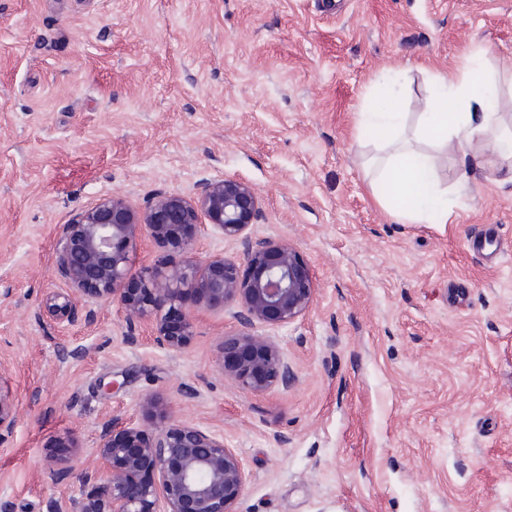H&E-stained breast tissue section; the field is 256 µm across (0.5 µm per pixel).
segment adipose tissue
<instances>
[{"label": "adipose tissue", "instance_id": "obj_1", "mask_svg": "<svg viewBox=\"0 0 512 512\" xmlns=\"http://www.w3.org/2000/svg\"><path fill=\"white\" fill-rule=\"evenodd\" d=\"M495 82L485 58L478 56L461 69L436 75V95L411 136L403 131L405 102L399 95L361 113V124L383 148L369 161L372 190L398 218L447 223L448 192L437 175L441 157L466 150L512 157V131L503 129L500 113L485 108L483 91Z\"/></svg>", "mask_w": 512, "mask_h": 512}]
</instances>
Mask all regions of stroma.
I'll list each match as a JSON object with an SVG mask.
<instances>
[{
  "mask_svg": "<svg viewBox=\"0 0 512 512\" xmlns=\"http://www.w3.org/2000/svg\"><path fill=\"white\" fill-rule=\"evenodd\" d=\"M479 53L512 76V0H0V504L81 497L104 422L149 425L152 395L237 452L239 512H512V182L449 155L447 223H408L371 191L358 127L387 77L406 74L413 124ZM222 177L314 281L302 317L253 328L288 387L219 373L229 305L187 296L179 354L112 301L46 311L61 228L99 197ZM489 225L503 255L466 245ZM16 423V407L11 391L0 385V439L13 432Z\"/></svg>",
  "mask_w": 512,
  "mask_h": 512,
  "instance_id": "35a3bbf8",
  "label": "stroma"
}]
</instances>
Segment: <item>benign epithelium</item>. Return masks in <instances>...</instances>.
<instances>
[{
    "instance_id": "7a95c632",
    "label": "benign epithelium",
    "mask_w": 512,
    "mask_h": 512,
    "mask_svg": "<svg viewBox=\"0 0 512 512\" xmlns=\"http://www.w3.org/2000/svg\"><path fill=\"white\" fill-rule=\"evenodd\" d=\"M258 211L255 189L237 178L210 180L192 197L158 192L143 208L121 194L104 195L62 227L56 266L68 292L52 295L49 309L64 316L75 300L116 302L130 324H150L155 341L178 353L193 336L187 296H198L209 308L234 303L239 329L217 344L218 370L252 393L286 388L293 373L282 351L252 328L293 323L308 311L315 288L307 264L288 241L248 233ZM198 224L238 242L242 262L194 256L183 229ZM142 235L181 250L185 258L135 267ZM158 404L154 396L144 400L152 414L148 429L103 425L85 470L91 489L54 504L53 512H237L246 482L238 454L210 431L165 409L156 411ZM15 423L13 395L0 386L1 440Z\"/></svg>"
}]
</instances>
